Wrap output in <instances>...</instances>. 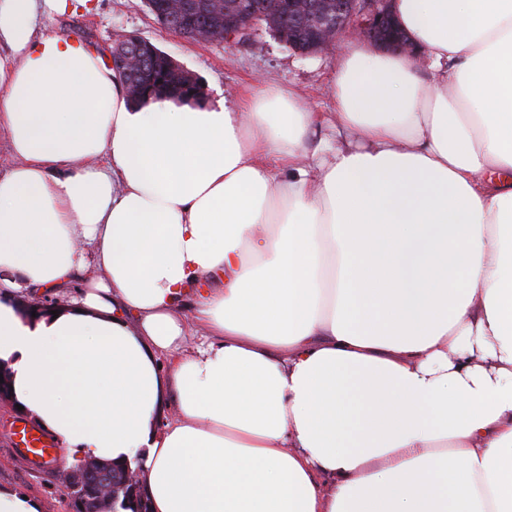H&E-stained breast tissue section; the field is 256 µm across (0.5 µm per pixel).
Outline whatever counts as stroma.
Here are the masks:
<instances>
[{
	"label": "stroma",
	"mask_w": 512,
	"mask_h": 512,
	"mask_svg": "<svg viewBox=\"0 0 512 512\" xmlns=\"http://www.w3.org/2000/svg\"><path fill=\"white\" fill-rule=\"evenodd\" d=\"M91 11L76 10L43 16L42 24L84 44L106 50L110 41L136 32L174 57L198 77L207 93L231 97L252 84H278L296 90L322 121L316 137L331 135L335 109L333 78L344 55L355 49L349 35H342L320 54L304 58L294 54L266 29H258L248 44L201 42L181 37L160 26L144 0H90ZM22 419L10 400H0V485H8L39 499L46 512H71L63 476L66 459L43 466L17 455L13 435Z\"/></svg>",
	"instance_id": "obj_1"
}]
</instances>
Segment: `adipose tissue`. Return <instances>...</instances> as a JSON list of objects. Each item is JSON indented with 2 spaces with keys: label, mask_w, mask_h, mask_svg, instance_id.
<instances>
[{
  "label": "adipose tissue",
  "mask_w": 512,
  "mask_h": 512,
  "mask_svg": "<svg viewBox=\"0 0 512 512\" xmlns=\"http://www.w3.org/2000/svg\"><path fill=\"white\" fill-rule=\"evenodd\" d=\"M69 6L0 0L12 403L150 512H512V0H395L421 55L344 56L332 141L283 87L132 104Z\"/></svg>",
  "instance_id": "1"
}]
</instances>
